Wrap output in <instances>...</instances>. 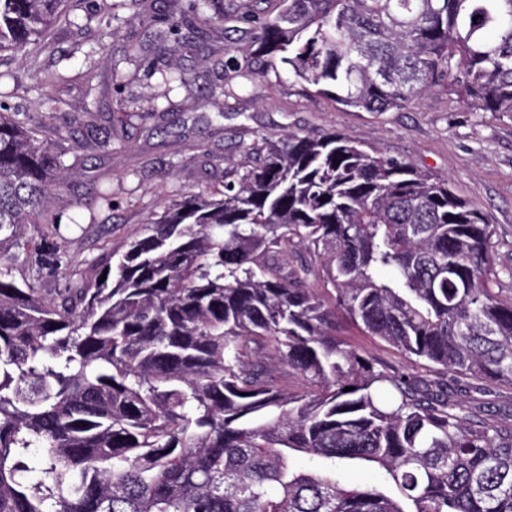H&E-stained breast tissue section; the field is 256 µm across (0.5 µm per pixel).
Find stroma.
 Here are the masks:
<instances>
[{
  "instance_id": "1",
  "label": "stroma",
  "mask_w": 512,
  "mask_h": 512,
  "mask_svg": "<svg viewBox=\"0 0 512 512\" xmlns=\"http://www.w3.org/2000/svg\"><path fill=\"white\" fill-rule=\"evenodd\" d=\"M277 0H224L236 21L225 37L198 34L181 39L168 32V0H154L143 13L136 0H69L68 16L51 34L50 49L32 45L0 59V108L41 117L52 100L65 101L57 123L82 141L80 117L97 111L103 147L74 148L66 157L68 181L51 198L58 266L46 269L49 288L84 277L92 263L121 250L143 229L163 199L224 187V173L244 150L288 132L334 130L364 146L409 160L417 168L446 175L454 192L481 208L496 228V269L512 268V114L472 112L455 96L428 93L400 111L365 112L335 104L315 87L287 73L236 78L229 41L246 42ZM185 83L162 84L156 57L168 54ZM119 70L122 81L107 92L76 81L78 72ZM71 83L46 85L48 72ZM128 113L124 129L113 115ZM108 188L111 205L95 200ZM44 225L28 224L18 245L5 252V266L23 280L43 241Z\"/></svg>"
}]
</instances>
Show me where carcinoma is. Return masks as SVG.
<instances>
[{"mask_svg": "<svg viewBox=\"0 0 512 512\" xmlns=\"http://www.w3.org/2000/svg\"><path fill=\"white\" fill-rule=\"evenodd\" d=\"M66 6L0 0V56L47 47ZM225 51L228 82L261 62L347 108L448 89L512 113V0H278ZM42 127L0 112V261L68 178ZM144 224L60 302L36 287L51 253L0 271V512H512V413L454 393L512 388V296L448 177L288 133ZM340 315L426 372L349 347Z\"/></svg>", "mask_w": 512, "mask_h": 512, "instance_id": "obj_1", "label": "carcinoma"}]
</instances>
